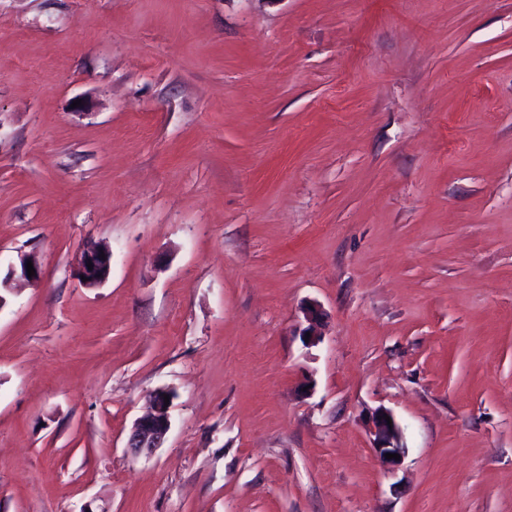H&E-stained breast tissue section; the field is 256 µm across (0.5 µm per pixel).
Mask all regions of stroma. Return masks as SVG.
Wrapping results in <instances>:
<instances>
[{
	"instance_id": "stroma-1",
	"label": "stroma",
	"mask_w": 512,
	"mask_h": 512,
	"mask_svg": "<svg viewBox=\"0 0 512 512\" xmlns=\"http://www.w3.org/2000/svg\"><path fill=\"white\" fill-rule=\"evenodd\" d=\"M23 254L0 512H512V0H0ZM101 252H104L105 258L101 257ZM88 263H92V270L88 269ZM111 266L112 251L107 247H99L96 243H90L83 251L76 277L84 287L96 288L108 279ZM80 275H84L87 281L81 280ZM164 395H169L168 406H165ZM149 401L150 410L137 420L128 438L127 448L135 456L151 454L160 448L170 427L171 394L159 388L150 393ZM384 415L390 417L392 428H389ZM381 416V419H378ZM368 432L372 438V448L379 459L391 470L397 468L406 453V446L403 443V432L393 412L379 406L374 409L368 418ZM399 454L400 460L386 459L385 454Z\"/></svg>"
}]
</instances>
